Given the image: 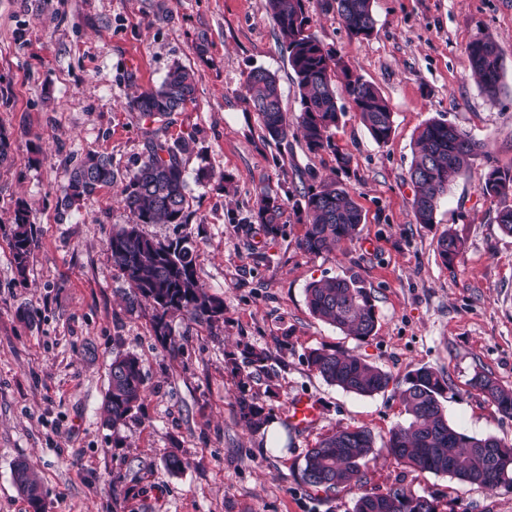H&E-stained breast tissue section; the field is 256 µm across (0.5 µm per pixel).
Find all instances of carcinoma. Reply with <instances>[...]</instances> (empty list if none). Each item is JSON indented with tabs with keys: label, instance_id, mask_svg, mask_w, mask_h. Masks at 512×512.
<instances>
[{
	"label": "carcinoma",
	"instance_id": "1",
	"mask_svg": "<svg viewBox=\"0 0 512 512\" xmlns=\"http://www.w3.org/2000/svg\"><path fill=\"white\" fill-rule=\"evenodd\" d=\"M336 11L351 35L366 39L374 30L373 0H334ZM278 28L283 51L295 74L301 102L298 126L311 153L326 149L336 152V164L343 169L349 156L332 140V129L344 115L338 104V88L354 105L356 116L373 140L386 143L393 130V112L380 92L355 74L341 59L331 55L310 32L304 0H267ZM471 73L489 96L497 94L501 79V57L496 43L478 35L466 46ZM246 100L257 113L265 134L281 143L292 128L282 106L275 73L264 67L250 70L244 80ZM197 94V79L176 65L161 84L145 90L128 102L130 109L147 117H166L180 112ZM479 148L471 135L446 121L431 119L420 128L413 146L409 180L414 195L412 208L419 224L435 223V212L448 183L464 173ZM190 150L185 140L172 144L153 141L140 165L123 188L125 207L133 216L130 224L112 233L107 248L112 264L121 272L131 291L130 303L152 304L154 332L165 341L170 336L167 317L182 312L190 319L213 324L224 316V300L201 284L195 271L196 246L189 241L164 245L146 237L141 224H185L189 208V183L182 155ZM60 205L70 207L98 188L112 184L114 170L107 156H89L67 172ZM488 197L512 195V172L492 168L483 188ZM306 215L300 248L309 254L331 252L353 239L363 223L362 210L349 191L336 182L310 186L303 194ZM283 207L278 196L264 193L253 208V218L265 233L282 231L279 219ZM34 247L28 211L16 210L11 231V251L17 272L25 274ZM463 240L450 230L437 239L442 260L453 264L461 257ZM307 305L314 316L358 341L375 334L377 316L367 288L355 277H329L314 281L305 289ZM267 355L249 347L243 366L261 370ZM309 367L327 384L346 392L371 397L384 391L390 376L352 351L316 349L307 356ZM109 387L102 405L104 421L117 426L129 418L145 396L140 359L128 354L112 359ZM447 379L430 367L411 371L400 398L408 424L389 432L383 447L399 463L418 473L447 475L461 483L489 490L512 489V445L495 437L469 436L448 422L441 402ZM471 386L485 394L504 414L512 415V387H505L484 371H477ZM239 418L250 432H261L271 418L264 406L240 396ZM374 435L362 427L338 429L307 450L301 468L303 482L332 492L358 491L352 512H437L431 496L416 495L400 486L384 492L366 489L363 467L375 458ZM13 481L33 512H42V492L37 475L25 461L16 463Z\"/></svg>",
	"mask_w": 512,
	"mask_h": 512
}]
</instances>
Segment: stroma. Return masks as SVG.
I'll return each instance as SVG.
<instances>
[{
	"mask_svg": "<svg viewBox=\"0 0 512 512\" xmlns=\"http://www.w3.org/2000/svg\"><path fill=\"white\" fill-rule=\"evenodd\" d=\"M305 10L325 49L393 112L391 137L379 144L340 95L345 115L332 139L351 157L344 171L301 138L265 139L245 100L244 78L261 66L277 74L289 122L301 111L266 0H0V132L10 142L0 162V512H33L12 478L22 459L40 478L44 512H352L355 490L307 486L300 468L308 448L353 426L381 444L365 470L368 489L430 495L438 512H512V490L413 473L382 447L408 421L399 392L421 366L447 379L451 425L512 443V416L469 384L485 371L512 387V236L496 221L512 196L482 191L490 168L512 170V0H374L366 39L349 34L330 0H305ZM480 32L501 53L493 97L465 52ZM176 63L199 78L195 102L161 119L131 110L130 98ZM431 119L481 147L424 225L408 172ZM153 139L189 141L187 175L215 173L191 184L188 223L140 227L157 242H194L198 279L224 301L223 320L211 325L170 315L172 347L153 332L152 306L127 302L107 250L132 220L122 190ZM89 154L111 157L112 184L61 209L66 168ZM331 178L365 220L335 251L309 254L295 203ZM264 191L284 201V232L273 238L252 225L245 236ZM21 206L35 240L22 275L10 248ZM448 228L465 240L452 267L436 250ZM334 276L370 289L374 336L355 340L311 314L307 285ZM247 347L267 352V373L242 371ZM321 348L363 355L390 375L388 388L362 397L326 384L307 363ZM128 352L142 363L146 397L115 428L100 407L113 357ZM243 394L281 422L301 395L318 401L321 416L305 432L286 426L282 447L269 449L239 418ZM170 454L185 461L180 473L166 469Z\"/></svg>",
	"mask_w": 512,
	"mask_h": 512,
	"instance_id": "35a3bbf8",
	"label": "stroma"
}]
</instances>
